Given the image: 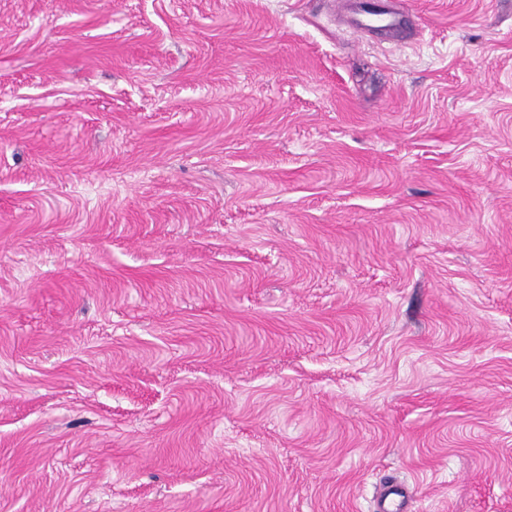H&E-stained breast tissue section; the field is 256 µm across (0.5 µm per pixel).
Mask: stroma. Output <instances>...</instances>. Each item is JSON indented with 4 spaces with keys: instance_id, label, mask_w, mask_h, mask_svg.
<instances>
[{
    "instance_id": "35a3bbf8",
    "label": "stroma",
    "mask_w": 512,
    "mask_h": 512,
    "mask_svg": "<svg viewBox=\"0 0 512 512\" xmlns=\"http://www.w3.org/2000/svg\"><path fill=\"white\" fill-rule=\"evenodd\" d=\"M0 0V512H512V0ZM360 12L365 18L363 26L375 20H381L386 23L388 31L396 32L402 23V17L388 8H380L379 6L365 2L360 4ZM377 512H405L408 491L404 484L395 479H387L377 494Z\"/></svg>"
}]
</instances>
